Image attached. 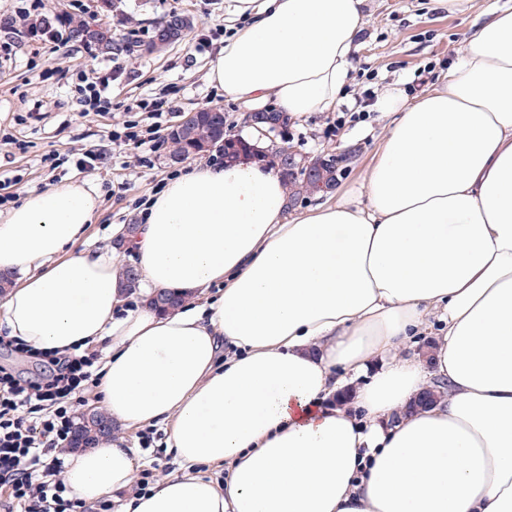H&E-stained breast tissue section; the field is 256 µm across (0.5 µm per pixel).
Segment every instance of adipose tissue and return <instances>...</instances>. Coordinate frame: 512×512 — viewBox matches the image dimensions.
<instances>
[{"instance_id": "obj_1", "label": "adipose tissue", "mask_w": 512, "mask_h": 512, "mask_svg": "<svg viewBox=\"0 0 512 512\" xmlns=\"http://www.w3.org/2000/svg\"><path fill=\"white\" fill-rule=\"evenodd\" d=\"M365 0H235L207 80L297 118L346 96ZM442 83L381 94L399 118L363 182L286 217L271 165L200 163L141 210V302L82 243L78 183L0 219V324L40 351L106 342L97 392L125 429L165 424L180 470L134 488L133 449L75 451L64 479L118 512H512V7L491 5ZM215 299H208L212 287ZM171 291L173 310L151 304ZM427 357L406 355L431 320ZM220 467L223 479L203 477Z\"/></svg>"}]
</instances>
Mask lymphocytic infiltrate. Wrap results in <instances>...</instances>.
Returning a JSON list of instances; mask_svg holds the SVG:
<instances>
[{"mask_svg":"<svg viewBox=\"0 0 512 512\" xmlns=\"http://www.w3.org/2000/svg\"><path fill=\"white\" fill-rule=\"evenodd\" d=\"M140 108L147 122L132 120L113 130V144L153 153L166 149L159 128L171 109L169 99L157 97ZM0 348L43 367L35 379L0 367V512H111L107 501L79 503L63 478L76 408L100 378L98 354L38 352L7 335L0 336Z\"/></svg>","mask_w":512,"mask_h":512,"instance_id":"obj_1","label":"lymphocytic infiltrate"}]
</instances>
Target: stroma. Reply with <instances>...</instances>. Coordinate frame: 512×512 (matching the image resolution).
<instances>
[{
  "label": "stroma",
  "instance_id": "obj_1",
  "mask_svg": "<svg viewBox=\"0 0 512 512\" xmlns=\"http://www.w3.org/2000/svg\"><path fill=\"white\" fill-rule=\"evenodd\" d=\"M33 1L39 5V17L101 22L122 36L135 29L143 44L152 37L155 22L170 11L188 15L192 27L181 43L159 53L135 49L107 54L30 33L20 14ZM0 15L18 19L16 46L10 59L0 62V184H7L18 199L65 182L94 188L101 208L88 228L89 250L108 245L113 225L134 223L140 203L189 166L185 160L173 162L167 152L145 165L140 150L113 145L112 130L141 118L140 101L171 87L175 90L172 120L195 110L218 109L232 134L246 131L239 105L218 94L205 78L207 64L242 23L232 0H113L109 5L104 0H0ZM473 19V12L452 13L433 0H367L346 97L335 111L310 112L291 120L288 138L270 139V146L275 150L286 146L312 158L353 152L352 162L336 172L334 191L360 194L380 138L396 119L395 114L374 111L373 100L393 87L406 100L420 97L446 74ZM214 31L218 40L205 50H195L196 39ZM425 68L430 76L422 82L418 72ZM83 74L108 77L110 110L84 113L75 91ZM36 102L44 111L39 121L28 117ZM90 148L98 151L100 159L88 172L77 160ZM52 153L63 161L55 170L43 161ZM113 434L134 448L137 469L154 467L159 477L178 470L165 440H155L146 450L139 446L138 432L117 427Z\"/></svg>",
  "mask_w": 512,
  "mask_h": 512
}]
</instances>
